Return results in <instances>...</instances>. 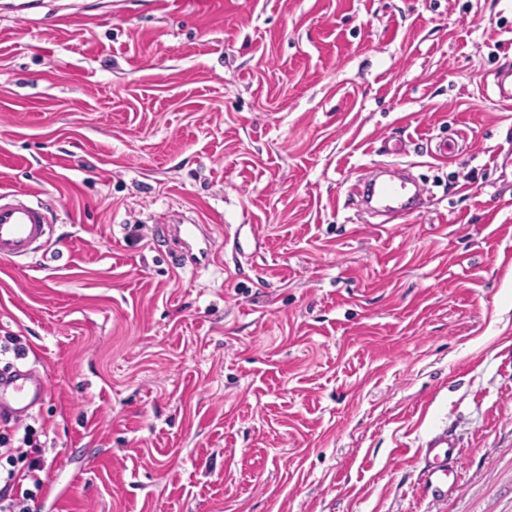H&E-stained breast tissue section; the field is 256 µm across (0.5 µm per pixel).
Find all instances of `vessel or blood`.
Masks as SVG:
<instances>
[{
    "mask_svg": "<svg viewBox=\"0 0 512 512\" xmlns=\"http://www.w3.org/2000/svg\"><path fill=\"white\" fill-rule=\"evenodd\" d=\"M368 198L374 212L400 217L424 207L428 200L424 186L406 180H385L370 184ZM51 221L42 205L19 192L0 193V258L8 261L42 249L50 235ZM47 391L44 377L30 369H15L0 375V419H22L42 401ZM455 445L447 435L428 441L423 450L424 477L434 497L448 494V465Z\"/></svg>",
    "mask_w": 512,
    "mask_h": 512,
    "instance_id": "obj_1",
    "label": "vessel or blood"
}]
</instances>
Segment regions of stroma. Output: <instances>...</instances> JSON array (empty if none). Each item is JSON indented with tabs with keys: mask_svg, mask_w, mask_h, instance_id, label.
Returning a JSON list of instances; mask_svg holds the SVG:
<instances>
[{
	"mask_svg": "<svg viewBox=\"0 0 512 512\" xmlns=\"http://www.w3.org/2000/svg\"><path fill=\"white\" fill-rule=\"evenodd\" d=\"M507 65L512 0H0L43 512H512ZM394 162L430 201L362 223ZM19 192L0 193V258L15 262L42 249L51 221L40 204ZM455 455V445L448 434L432 438L423 450L424 477L436 498L448 495V465Z\"/></svg>",
	"mask_w": 512,
	"mask_h": 512,
	"instance_id": "stroma-1",
	"label": "stroma"
}]
</instances>
